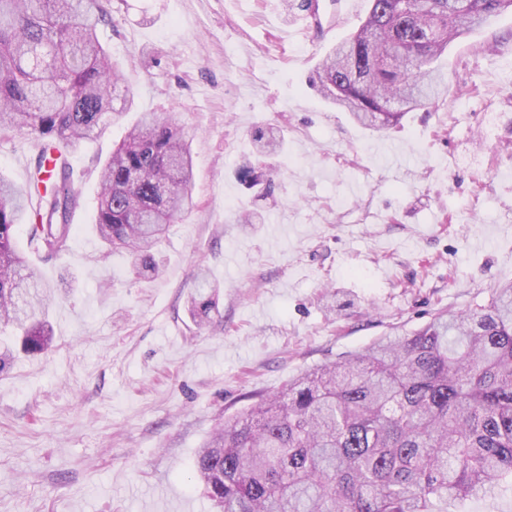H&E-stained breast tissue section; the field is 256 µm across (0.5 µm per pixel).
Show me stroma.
<instances>
[{
    "label": "stroma",
    "mask_w": 512,
    "mask_h": 512,
    "mask_svg": "<svg viewBox=\"0 0 512 512\" xmlns=\"http://www.w3.org/2000/svg\"><path fill=\"white\" fill-rule=\"evenodd\" d=\"M369 6L304 33L285 0H110L101 36L135 99L69 149L67 251L29 255L54 346L0 373V512H215L196 454L249 394L512 282V11L449 46L437 109L376 132L310 83ZM144 112L183 124L195 162L196 208L149 280L94 230L99 170ZM266 123L288 130L268 166L250 136ZM37 154L0 136V174L26 183ZM201 273L218 296L200 327Z\"/></svg>",
    "instance_id": "obj_1"
}]
</instances>
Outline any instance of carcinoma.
I'll return each instance as SVG.
<instances>
[{
    "instance_id": "obj_1",
    "label": "carcinoma",
    "mask_w": 512,
    "mask_h": 512,
    "mask_svg": "<svg viewBox=\"0 0 512 512\" xmlns=\"http://www.w3.org/2000/svg\"><path fill=\"white\" fill-rule=\"evenodd\" d=\"M512 0H371L364 22L336 45L312 84L361 126L380 130L447 89L436 62L448 45ZM100 0H0V131L30 136L47 152L96 138L123 116L132 86L101 42ZM252 140L264 156L286 143L277 126ZM189 132L144 114L100 176L99 240L125 251L137 275L159 274L156 248L194 209ZM79 195L65 157L37 160L19 186L0 176V331L29 355L47 352L41 318L51 294L17 249L49 257L68 249ZM201 275L195 321L216 307ZM215 430L197 452L203 493L218 512H448L460 498L512 490V283L461 314L373 342L343 361L288 381Z\"/></svg>"
}]
</instances>
